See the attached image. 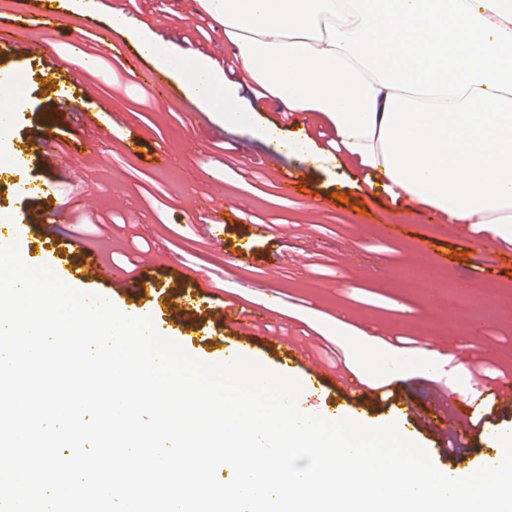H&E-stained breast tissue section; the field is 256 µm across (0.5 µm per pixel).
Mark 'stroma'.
Wrapping results in <instances>:
<instances>
[{
	"instance_id": "obj_1",
	"label": "stroma",
	"mask_w": 512,
	"mask_h": 512,
	"mask_svg": "<svg viewBox=\"0 0 512 512\" xmlns=\"http://www.w3.org/2000/svg\"><path fill=\"white\" fill-rule=\"evenodd\" d=\"M113 8V0H80L75 9L63 10L61 22L49 31L33 19L31 0H0V17L17 21L33 48L19 59L0 43V68L24 75L26 100L11 128L19 160L0 162V217L17 221L26 210L52 212L60 206L59 198L36 191L57 171L32 142L45 129L49 113L55 116L52 135H78L66 113L51 111L58 86H65L79 109L97 115L101 126L100 159L86 185L95 196L94 216L111 220L112 227L107 237L91 243L92 253H111L113 262L122 265L145 241L153 263L141 274L161 287L202 289L210 271L223 286L222 300L254 308L282 297L280 323L243 347L246 358L304 382L308 361L285 362L280 338L305 339L316 347L331 342L345 360L341 380L319 388L311 407L327 418L341 413L397 424L439 470L480 468L500 445L499 423H486L465 457L451 458L444 442L417 426L407 412L411 405L430 412L427 394L433 379L427 372L403 378L391 398L375 400L368 392L385 379L389 367L406 361L404 351L385 347L386 340L401 337L432 343L453 363L466 362L474 370L490 367L496 377L512 372V315L497 308L502 298H512V244L498 243L480 287L468 288L466 271L480 254L475 241L409 213L382 189L351 187L350 164L331 168L288 157L300 189L282 196L276 172L260 167L261 158L281 154L284 139L312 134L323 148L327 136L318 135L309 119L258 103L251 92L245 98L259 104V122L277 130L270 139L225 130L223 117L198 111L175 87L165 102L143 100L127 71L115 76L109 68ZM134 11L133 27L146 29L170 52L215 54L224 66L234 65L223 31L208 16L195 13L188 0H137ZM81 36L88 53L99 57L95 76L100 89L90 98L79 86L84 58L65 56L70 40ZM51 65L57 68L54 88L43 77ZM128 141L134 144L129 153L122 149ZM161 144L170 161L157 168L150 159ZM218 153L224 157L220 165L210 160ZM21 183L34 187V194L19 192ZM201 189L223 209V250H214L185 214L187 199ZM340 192L345 200H337ZM356 201L363 202L364 212L353 210ZM259 219L273 225V232L258 235ZM389 224L396 226V238L385 236ZM17 242L26 264L48 266L62 275L74 272L84 259L80 249L50 246L38 227L25 229ZM284 253L290 261L282 266L276 258ZM339 275L343 283L332 286ZM473 321L480 324L476 336L469 329Z\"/></svg>"
}]
</instances>
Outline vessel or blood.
I'll return each instance as SVG.
<instances>
[{
	"label": "vessel or blood",
	"mask_w": 512,
	"mask_h": 512,
	"mask_svg": "<svg viewBox=\"0 0 512 512\" xmlns=\"http://www.w3.org/2000/svg\"><path fill=\"white\" fill-rule=\"evenodd\" d=\"M32 14L44 27H54L60 18L58 0H32ZM58 108L75 116L79 136L71 141L61 142L45 132L36 137L34 144L48 162H55L62 156L71 160L70 165L62 170L60 177L46 182L42 187L44 194L61 198L62 206L53 212L41 209L27 211L22 224L8 225L9 234L19 233L25 225L47 229L62 222L65 217L88 212L93 208L91 192L84 184L83 172L87 163L94 157L99 138L98 126L94 117L79 111L67 95L59 96ZM263 163L267 167L277 169L282 194H293L297 177L289 170L287 164L272 155L266 156ZM188 216L200 220L205 236L214 247L223 248L224 241L215 229L218 222L216 211L202 214L192 206L188 209ZM80 277L90 283L105 284L104 296L108 299L130 291L134 292V303L127 305L123 310L126 316L154 315L158 306H165L168 316L161 320L157 319L155 327L157 331H165L173 336L179 335L185 329L187 320L195 313L209 311L211 321L224 325L227 334L222 337L221 342L231 352L250 342L262 329L272 326L275 319L274 313L271 312L260 317L251 311L236 310L231 304L208 305L204 294L196 289L184 290L175 295H163L153 281L137 277L129 267L98 256L84 264ZM511 411L512 377L505 375L493 381L474 382L461 414L454 418L432 419L423 414L419 420L435 434L451 435L464 441L486 422Z\"/></svg>",
	"instance_id": "obj_1"
}]
</instances>
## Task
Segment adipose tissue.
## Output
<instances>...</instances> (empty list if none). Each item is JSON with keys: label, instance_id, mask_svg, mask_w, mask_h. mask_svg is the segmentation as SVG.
Segmentation results:
<instances>
[{"label": "adipose tissue", "instance_id": "adipose-tissue-1", "mask_svg": "<svg viewBox=\"0 0 512 512\" xmlns=\"http://www.w3.org/2000/svg\"><path fill=\"white\" fill-rule=\"evenodd\" d=\"M224 31L243 74L209 58L143 54L167 63L205 112L238 128L234 107L256 86L283 110L326 125L336 154L407 210L512 243V0H193Z\"/></svg>", "mask_w": 512, "mask_h": 512}]
</instances>
